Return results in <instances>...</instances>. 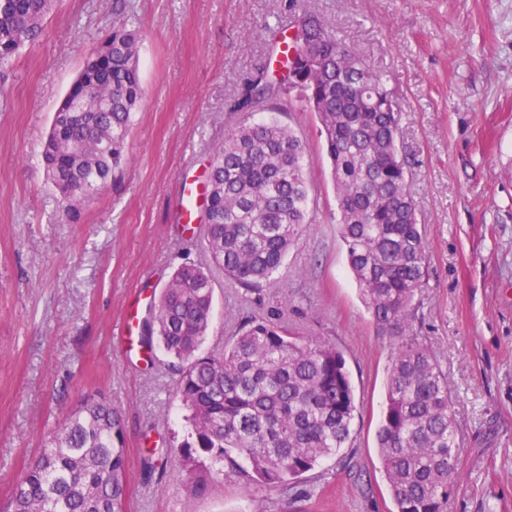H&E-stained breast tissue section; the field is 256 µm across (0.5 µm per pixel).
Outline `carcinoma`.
Here are the masks:
<instances>
[{
    "label": "carcinoma",
    "instance_id": "cac0c4a2",
    "mask_svg": "<svg viewBox=\"0 0 512 512\" xmlns=\"http://www.w3.org/2000/svg\"><path fill=\"white\" fill-rule=\"evenodd\" d=\"M58 0H0V70L42 33ZM112 29L88 54L53 116L42 161L66 203L86 186L105 190L127 160L142 98L140 34L113 3ZM305 49L282 41L283 78L244 80L236 112H255L291 88L316 114L332 162L340 233L349 268L373 322L397 338L386 373L376 448L394 512H446L459 487L461 454L448 383L428 346L413 336V303L427 253L397 143L400 107L382 75L349 50L325 20L307 12ZM305 143L275 118L231 127L209 160V202L201 238L210 266L186 263L155 306L150 333L178 373L176 394L190 412L179 446L204 493L235 479L288 493L351 439L354 393L343 354L297 336L280 314L251 315L202 354L213 309L209 267L248 292L275 274L309 224ZM128 459L120 417L98 393L80 400L14 485L6 512H125Z\"/></svg>",
    "mask_w": 512,
    "mask_h": 512
}]
</instances>
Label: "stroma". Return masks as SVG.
<instances>
[{
  "label": "stroma",
  "instance_id": "obj_1",
  "mask_svg": "<svg viewBox=\"0 0 512 512\" xmlns=\"http://www.w3.org/2000/svg\"><path fill=\"white\" fill-rule=\"evenodd\" d=\"M125 3L145 96L120 179L77 199L78 222L47 184L40 147L112 24V0H59L39 40L0 72V506L46 437L98 391L122 418L127 512H394L375 440L393 341L349 271L321 125L293 97L276 117L307 146L311 222L260 299L216 275L203 349L220 350L254 312L283 310L292 332L343 353L351 441L307 473L322 492L306 500L234 482L197 493L174 458L189 424L170 359L156 344L125 354L117 331L129 319L142 335L174 269L208 263L197 225L176 220L182 184L206 174L242 121L237 91L274 64L290 18L284 0ZM301 5L383 75L401 108L399 150L428 256L413 332L447 378L462 460L447 512H512V0Z\"/></svg>",
  "mask_w": 512,
  "mask_h": 512
}]
</instances>
